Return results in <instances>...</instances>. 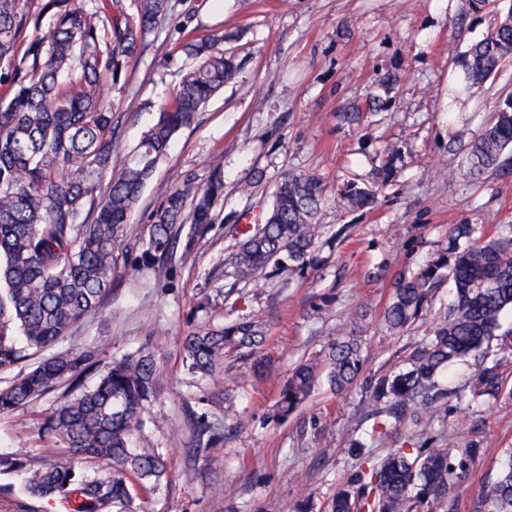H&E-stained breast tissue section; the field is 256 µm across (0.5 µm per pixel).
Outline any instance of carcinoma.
Here are the masks:
<instances>
[{
  "instance_id": "cac0c4a2",
  "label": "carcinoma",
  "mask_w": 512,
  "mask_h": 512,
  "mask_svg": "<svg viewBox=\"0 0 512 512\" xmlns=\"http://www.w3.org/2000/svg\"><path fill=\"white\" fill-rule=\"evenodd\" d=\"M43 0L36 13L19 10V0H0V60L9 70L0 84V369L28 368L0 388V414L25 409L61 391L45 415L40 435L63 448L68 462L34 464L21 453L0 454V475L25 472L29 497L54 499L65 512H139L137 501L171 480L169 461L144 438V416L165 381L149 348L102 365L93 343L45 352L85 319L100 314L122 284L121 267L141 264L175 279L178 262L191 256L199 238L224 223V170L219 158L199 184L188 178L167 190L139 234L131 216L174 136L192 127L209 99L235 79L237 64L224 52L226 36L194 37L174 12L171 0ZM52 14L51 29L25 40ZM186 35L183 50L194 64L182 75L168 108L142 135L120 170L112 167L118 146L110 86L134 66L147 38L164 26ZM512 61V0H502L494 34L473 43L464 57L466 86L496 77ZM464 144L461 175L482 181L512 177V94L499 103ZM326 187L312 173L284 174L266 208L231 232L224 264L235 282L303 278L351 236L342 224L325 235L318 223ZM382 185L360 187L351 180L341 197L352 208L376 206ZM450 284L451 304L438 312L429 337L404 363L366 380L369 403L362 419L374 420L379 440L402 427H415L407 440L381 459L366 443L350 440L357 469L336 488L327 512H454L448 495L467 465L484 454L483 441L456 448L444 438H421L439 420L448 389L441 376L448 365L473 359L467 379L471 397L497 400L507 388L504 368L512 338H501L504 356L487 363L484 345L496 337L504 311L512 309V225L493 235L478 234L467 221L448 230L446 245L413 272L395 274L381 323L391 335L408 328L432 308L439 289ZM349 320L329 332L317 358L296 365L279 386L275 415L286 419L310 395L320 375L339 394L362 373L365 344ZM269 328L253 317L224 324L187 323L180 346L183 368L212 381L211 399L232 402L251 382L270 379L276 365L267 352ZM240 363L221 374L224 358ZM96 377L87 385L90 377ZM192 460L206 458L222 437L207 411L187 413ZM103 460L104 477L78 468ZM470 512H512V449L500 462L496 480L474 499Z\"/></svg>"
}]
</instances>
